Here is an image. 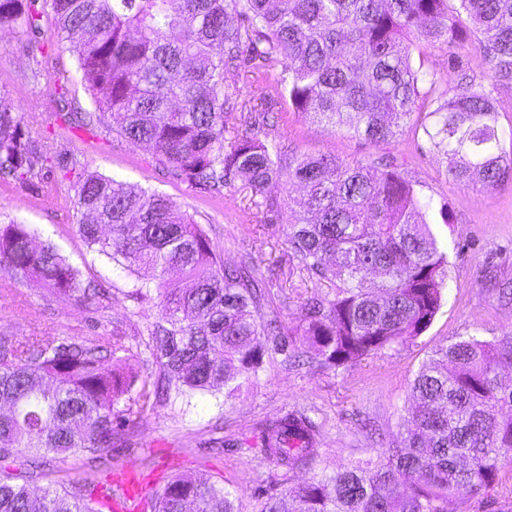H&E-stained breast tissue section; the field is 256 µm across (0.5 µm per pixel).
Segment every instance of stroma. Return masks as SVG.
Instances as JSON below:
<instances>
[{"label":"stroma","instance_id":"obj_1","mask_svg":"<svg viewBox=\"0 0 512 512\" xmlns=\"http://www.w3.org/2000/svg\"><path fill=\"white\" fill-rule=\"evenodd\" d=\"M39 25L35 35L20 27L6 31L0 44V104L23 113L38 147L58 141L66 143L67 151L50 154L43 179L0 177V225H29L107 298L86 305L0 273V334L17 340L43 334L68 339L117 327L129 341H147L148 308L128 297L123 274L91 252L76 231V190L92 172L169 196L204 229L225 265L247 263L265 282L263 319L286 330L299 326L305 298L323 287L289 261L287 188L270 185L267 195L275 206L269 210L242 181L215 192L174 178L146 148L98 123L64 129L46 110L50 100L84 114L94 105L50 9H42ZM412 62L437 75L436 95L442 101L463 77L484 80L489 74L473 38L416 49ZM35 68L43 73L37 82L31 79ZM282 74L279 64L242 67L226 72L225 85L244 91L263 83L266 96L258 108L270 115L265 131L284 150L332 155L348 163L396 158L404 176L434 204L427 221L450 261L444 304L431 326L398 350L337 369L320 364L302 344L296 359L266 355L258 379L236 398L199 394L187 406L156 405L127 427L122 445L112 450L111 472L75 468L73 459L64 456L52 458V468L69 475L76 486L109 484L114 470L123 467L137 472L150 493L176 475L220 479L232 493L236 512H261L270 495L369 458L374 449L395 440L404 429L412 381L435 350L462 336L489 339L512 333V184L463 186L448 178L445 160L431 149L423 130L426 113L434 107L430 101L417 122L381 146L327 131L301 114L281 118L276 86ZM297 410L314 419L320 437L313 469L288 473L261 455V432L268 421Z\"/></svg>","mask_w":512,"mask_h":512}]
</instances>
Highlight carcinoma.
I'll return each mask as SVG.
<instances>
[{
    "mask_svg": "<svg viewBox=\"0 0 512 512\" xmlns=\"http://www.w3.org/2000/svg\"><path fill=\"white\" fill-rule=\"evenodd\" d=\"M37 0H0V27L39 26ZM81 81L108 131L152 152L176 178L215 191L241 180L267 198L273 182L300 189L288 241L300 269L327 291L307 299L297 335L323 364L343 367L420 336L443 305L448 256L426 221L431 201L395 159L347 163L284 152L260 138L265 119L227 107L239 90L224 72L246 53L281 63L288 108L330 129L382 145L412 121L436 75L413 66V49L451 45L469 31L490 66L431 111L425 129L454 181L512 182L499 125V89L512 87V0H50ZM240 17L243 25L229 18ZM24 116L0 107V175L37 179L47 157L32 148ZM252 135L239 133V125ZM77 232L112 261L129 295L156 302L147 326L153 376L121 332L62 341L0 338V512H101V497L48 469L50 454L76 467L108 468L133 402L229 398L258 376L268 350L288 353L289 335L259 320L262 290L224 266L205 232L169 197L98 173L76 192ZM180 271L190 285L172 283ZM0 271L36 280L54 295L89 300L84 283L51 243L24 224L0 227ZM272 342L267 348L260 341ZM512 333L468 336L436 350L411 385L407 426L374 456L272 495L265 512H447L448 496L498 484L512 464ZM319 429L288 412L262 431L261 453L289 470L312 464ZM48 481L32 509L31 485ZM150 512H235L232 493L209 480L174 477Z\"/></svg>",
    "mask_w": 512,
    "mask_h": 512,
    "instance_id": "obj_1",
    "label": "carcinoma"
}]
</instances>
